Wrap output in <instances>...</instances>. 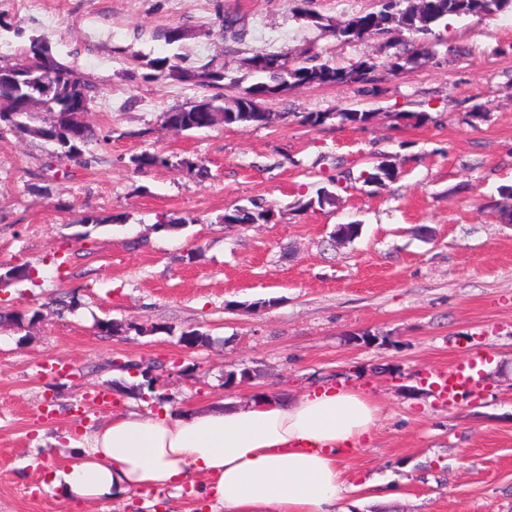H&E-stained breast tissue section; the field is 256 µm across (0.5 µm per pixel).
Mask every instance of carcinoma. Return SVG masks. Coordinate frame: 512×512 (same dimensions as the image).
Returning a JSON list of instances; mask_svg holds the SVG:
<instances>
[{
	"label": "carcinoma",
	"mask_w": 512,
	"mask_h": 512,
	"mask_svg": "<svg viewBox=\"0 0 512 512\" xmlns=\"http://www.w3.org/2000/svg\"><path fill=\"white\" fill-rule=\"evenodd\" d=\"M313 0H306L303 9L306 18L316 26L330 29L340 42L360 41L381 31V26L395 23L409 34L407 47L388 55L386 67L390 70L413 68L420 61L434 55L435 27L448 17H491L508 8L512 0H380V10L357 14L346 21L334 22L330 17L310 8ZM242 18L224 14V29L230 41H242L245 30ZM278 64L271 68L255 69L247 66L252 83L237 96L232 105L224 106V66L208 61L194 70L179 64L180 57L165 56L149 60L145 66L152 70L153 79L193 81L205 90V95L188 109L175 108L163 115L185 131L207 129L212 124L211 112L223 110L224 123H245L255 127L275 124L282 114L268 112L260 106L259 93L286 94L298 85L375 84L377 63L362 60L349 68L333 67L312 56L293 64L285 53H276ZM97 87L81 78L73 67L52 54L47 41L30 38L25 51L17 59L0 58V130L30 134L34 116L28 103L36 100L45 111L55 116L60 143L56 157L77 163H88L85 148L96 138L92 127L86 126L79 136L69 140L71 113L95 98ZM135 169L143 172L169 165L168 158L159 152H142L133 158Z\"/></svg>",
	"instance_id": "carcinoma-1"
}]
</instances>
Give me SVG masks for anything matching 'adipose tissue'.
I'll return each instance as SVG.
<instances>
[{"label":"adipose tissue","mask_w":512,"mask_h":512,"mask_svg":"<svg viewBox=\"0 0 512 512\" xmlns=\"http://www.w3.org/2000/svg\"><path fill=\"white\" fill-rule=\"evenodd\" d=\"M379 412L360 390L323 385L296 401L116 415L52 472L49 487L91 502L197 478L199 494L224 512H336L348 490L338 455L371 439Z\"/></svg>","instance_id":"ef3b65f1"}]
</instances>
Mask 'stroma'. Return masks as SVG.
Returning <instances> with one entry per match:
<instances>
[{"instance_id":"obj_1","label":"stroma","mask_w":512,"mask_h":512,"mask_svg":"<svg viewBox=\"0 0 512 512\" xmlns=\"http://www.w3.org/2000/svg\"><path fill=\"white\" fill-rule=\"evenodd\" d=\"M301 6L0 0V57L41 35L100 87L84 116L98 134L91 166L0 133V266L33 269L0 286V309L41 315L0 323V512H145L148 499L156 512H224L187 487L80 504L44 485L63 448L112 415L296 400L333 381L381 407L372 441L340 456L352 486L344 512H512V225L498 218L508 204L498 189L512 185V12L446 19L434 56L379 71L376 95L301 86L263 101L285 115L267 127L164 125V112L203 91L147 79L145 59L221 62L229 100L250 85L243 61L255 53L347 67L383 60L406 40L393 30L341 43ZM226 13L247 28L230 47ZM176 26L185 39L167 44L162 32ZM353 109L375 117L340 122ZM308 112L330 118L299 124ZM146 150L169 166L136 170L131 159ZM381 160L394 179L360 181ZM323 188L335 203L309 207ZM253 199L272 209L271 223H223L227 208ZM165 217L184 223L159 230ZM354 222L360 235L341 240L338 225ZM62 300L73 308L59 312ZM104 319L124 331L100 332ZM191 329L209 344L184 347ZM477 354V394L448 405L436 375ZM135 363L154 365L168 404L141 396ZM234 365L251 378L228 388ZM114 384L119 393L106 395Z\"/></svg>"}]
</instances>
